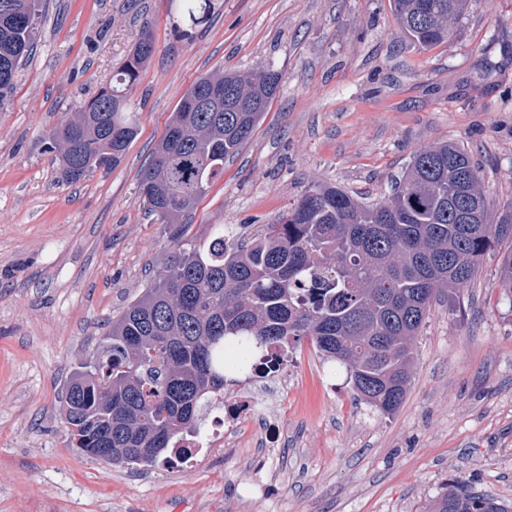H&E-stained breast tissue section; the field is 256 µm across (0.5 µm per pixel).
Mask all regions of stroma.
<instances>
[{"label":"stroma","instance_id":"35a3bbf8","mask_svg":"<svg viewBox=\"0 0 512 512\" xmlns=\"http://www.w3.org/2000/svg\"><path fill=\"white\" fill-rule=\"evenodd\" d=\"M0 108V512H425L455 478L512 503V293L496 252L414 343L403 404L356 400L344 368L303 342L275 446L205 448L189 469L69 447L60 401L112 318L179 242L264 235L311 184L385 200L413 154L465 145L491 213L512 203V0H469L448 42L400 36L389 0H43ZM155 42L128 98L139 130L121 163L58 182L49 132L112 80L142 32ZM278 73L253 137L187 217L149 216L139 172L202 74ZM284 473L269 479L270 470Z\"/></svg>","mask_w":512,"mask_h":512}]
</instances>
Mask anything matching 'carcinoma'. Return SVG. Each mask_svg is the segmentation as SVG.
<instances>
[{
	"mask_svg": "<svg viewBox=\"0 0 512 512\" xmlns=\"http://www.w3.org/2000/svg\"><path fill=\"white\" fill-rule=\"evenodd\" d=\"M400 33L431 48L448 41L468 0H390ZM41 0H0V107L36 38ZM145 34L83 110L50 133L60 181L109 171L138 130L127 90L153 55ZM217 84L224 105L185 106ZM271 70L198 78L180 100L139 189L163 224L184 218L254 135L276 96ZM501 247L502 287L512 291V205L491 223L480 166L450 142L416 151L391 197L368 203L344 188L310 185L269 232L247 243L220 231L208 248L180 249L145 293L116 319L94 361L74 374L61 400L74 448L98 456L112 436L111 461L181 467L208 400L254 355L268 372L308 340L344 368L357 398L390 415L402 405L412 341L440 294L467 287L489 250ZM429 512H512L489 494L449 483Z\"/></svg>",
	"mask_w": 512,
	"mask_h": 512,
	"instance_id": "obj_1",
	"label": "carcinoma"
}]
</instances>
